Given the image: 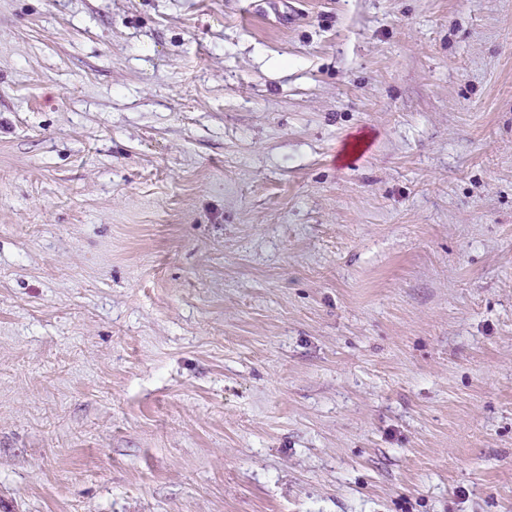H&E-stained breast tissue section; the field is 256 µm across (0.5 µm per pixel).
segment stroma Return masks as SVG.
I'll list each match as a JSON object with an SVG mask.
<instances>
[{
  "label": "stroma",
  "instance_id": "stroma-1",
  "mask_svg": "<svg viewBox=\"0 0 512 512\" xmlns=\"http://www.w3.org/2000/svg\"><path fill=\"white\" fill-rule=\"evenodd\" d=\"M0 512H512V0H0Z\"/></svg>",
  "mask_w": 512,
  "mask_h": 512
}]
</instances>
